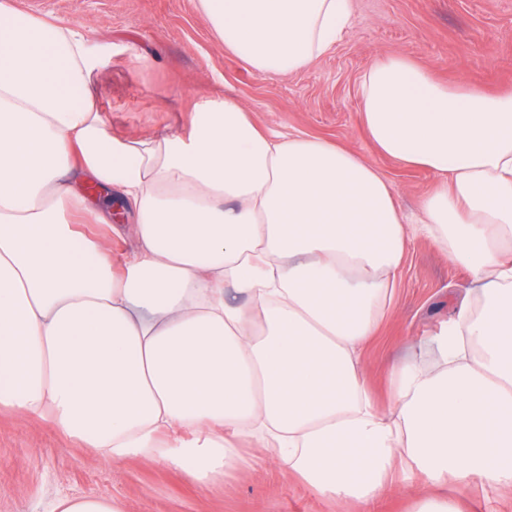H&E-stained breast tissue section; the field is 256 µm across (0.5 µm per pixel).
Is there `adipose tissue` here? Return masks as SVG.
Here are the masks:
<instances>
[{
	"label": "adipose tissue",
	"instance_id": "obj_1",
	"mask_svg": "<svg viewBox=\"0 0 512 512\" xmlns=\"http://www.w3.org/2000/svg\"><path fill=\"white\" fill-rule=\"evenodd\" d=\"M198 8L243 66L277 75L331 50L354 14L353 0ZM95 66L71 27L0 0V408L201 484L246 441L314 495L366 508L399 473L512 486V91L407 55L367 66L366 136L435 177L411 226L359 153L262 129L231 99L196 106L179 136L113 134ZM417 235L477 287L434 339L437 368L391 366L385 413L361 354Z\"/></svg>",
	"mask_w": 512,
	"mask_h": 512
}]
</instances>
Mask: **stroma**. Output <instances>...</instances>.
Masks as SVG:
<instances>
[{
    "label": "stroma",
    "instance_id": "35a3bbf8",
    "mask_svg": "<svg viewBox=\"0 0 512 512\" xmlns=\"http://www.w3.org/2000/svg\"><path fill=\"white\" fill-rule=\"evenodd\" d=\"M19 10L72 26L96 55L97 103L114 132L129 137L181 132L194 105L229 98L265 129L326 137L375 164L405 214L416 218L431 173L381 156L361 130L360 84L374 59L406 54L437 78L463 76L488 91L512 90V0H355L341 40L303 70L265 75L224 49L197 0H11ZM472 275L430 240L413 238L396 299L363 354L368 386L388 407L389 368L413 357L437 367L433 340L470 295ZM97 494L122 512H361L314 495L261 448H242L236 468L207 485L179 469L137 458L113 461L74 443L52 424L0 409V512H53L65 498ZM456 501L461 512H512V492L473 480L423 489L397 482L382 512H416L423 495Z\"/></svg>",
    "mask_w": 512,
    "mask_h": 512
}]
</instances>
